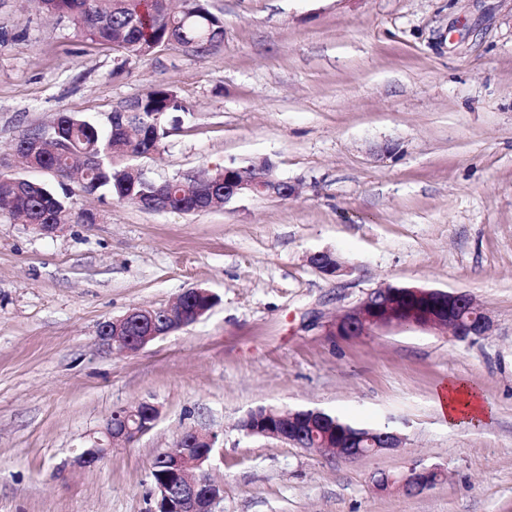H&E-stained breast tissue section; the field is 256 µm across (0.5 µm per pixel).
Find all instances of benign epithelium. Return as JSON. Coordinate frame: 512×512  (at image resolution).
Segmentation results:
<instances>
[{"label": "benign epithelium", "instance_id": "7a95c632", "mask_svg": "<svg viewBox=\"0 0 512 512\" xmlns=\"http://www.w3.org/2000/svg\"><path fill=\"white\" fill-rule=\"evenodd\" d=\"M155 185L156 193L148 202V210H170L167 194L170 181H157ZM243 195L286 199L292 195V189L288 182L273 175L270 165L256 178L224 168V203ZM310 262L326 277L351 272V267L331 251L315 253ZM205 313L206 310L194 306L177 314L167 308H133L104 324L99 340L108 350L136 353L155 340L194 324ZM463 313L469 315L468 320L461 318ZM389 328L447 329L452 338L465 342L486 335L492 328V319L468 293L387 284L370 290L357 304L337 316L329 335L362 336L373 329ZM126 412L139 417L137 425L130 426L122 414L107 420L100 437L79 453L78 463L96 464L112 445L130 443L151 430L159 416L158 408L150 402H141ZM239 428L249 435H260L317 453L333 450L337 456L348 460L377 455L402 445L400 436L391 431H376L375 438L371 439L339 423L327 429L324 414L318 409H290L285 421L282 409L259 407L240 421ZM366 441L373 447L362 448ZM162 456L169 476L179 480L176 490L167 483L154 486L157 501L167 504L164 512H215V505L223 497V487L208 479L181 480L187 454L164 452ZM432 474L431 469L412 468L401 477L387 475L375 484L381 490L399 487L414 494L433 484Z\"/></svg>", "mask_w": 512, "mask_h": 512}]
</instances>
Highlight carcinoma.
Returning <instances> with one entry per match:
<instances>
[{
    "instance_id": "cac0c4a2",
    "label": "carcinoma",
    "mask_w": 512,
    "mask_h": 512,
    "mask_svg": "<svg viewBox=\"0 0 512 512\" xmlns=\"http://www.w3.org/2000/svg\"><path fill=\"white\" fill-rule=\"evenodd\" d=\"M42 9L73 21L79 33L99 44L122 47L141 57L162 44H175L190 56L202 57L219 47L224 36L223 20L201 0H190L189 10L176 11L167 0H40ZM177 109L173 92L165 87L151 88L120 111L129 134L123 141L113 140L112 125L102 130L96 124L71 113L57 115L54 126L26 130L15 145L25 155L30 134L46 139L37 164L60 173V190L41 183L28 184L21 194L0 191V209L22 222L70 224L84 221L86 211L76 208L74 192L67 181L78 175L79 192L93 194L105 189L112 198L139 199L154 195V185L129 171L132 161L158 146L166 137V116ZM190 178L178 180L172 194V210L193 201L186 196Z\"/></svg>"
}]
</instances>
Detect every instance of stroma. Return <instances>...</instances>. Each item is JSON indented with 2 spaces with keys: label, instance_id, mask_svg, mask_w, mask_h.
I'll return each mask as SVG.
<instances>
[{
  "label": "stroma",
  "instance_id": "obj_1",
  "mask_svg": "<svg viewBox=\"0 0 512 512\" xmlns=\"http://www.w3.org/2000/svg\"><path fill=\"white\" fill-rule=\"evenodd\" d=\"M224 23L202 57H145L77 34L34 0H0V168L69 112L98 121L162 85L178 111L148 178L268 160L296 189L196 214L79 198L94 223L40 234L0 211V512H153L149 468L201 427L215 512H512V0H206ZM332 251L353 272L311 264ZM463 291L491 330L332 336L372 288ZM218 301L136 353L101 325L191 288ZM457 378L492 408L448 426ZM148 400L154 427L90 467L74 462L114 412ZM260 406L389 428L401 448L346 460L238 427ZM434 469L419 493L374 480Z\"/></svg>",
  "mask_w": 512,
  "mask_h": 512
}]
</instances>
